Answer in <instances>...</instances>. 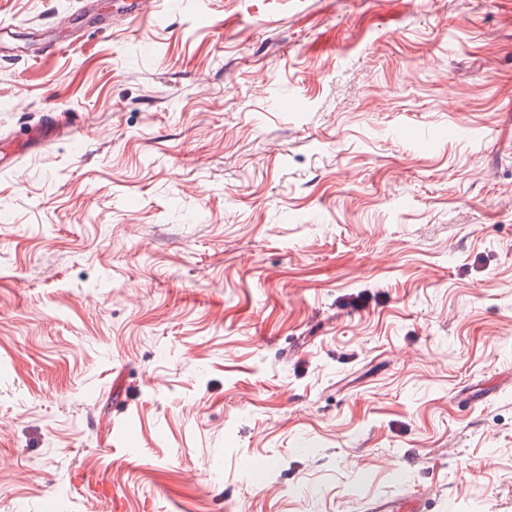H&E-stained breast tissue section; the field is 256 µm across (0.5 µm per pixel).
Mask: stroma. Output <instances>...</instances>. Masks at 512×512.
I'll use <instances>...</instances> for the list:
<instances>
[{"mask_svg":"<svg viewBox=\"0 0 512 512\" xmlns=\"http://www.w3.org/2000/svg\"><path fill=\"white\" fill-rule=\"evenodd\" d=\"M127 2L0 0V512H512V0ZM74 127L72 119L69 115L62 114L52 119L48 126L44 129L37 130L32 139L39 143H45L55 135L68 133ZM363 510L366 512H424L418 501L405 505L398 500L385 496L370 500Z\"/></svg>","mask_w":512,"mask_h":512,"instance_id":"obj_1","label":"stroma"}]
</instances>
